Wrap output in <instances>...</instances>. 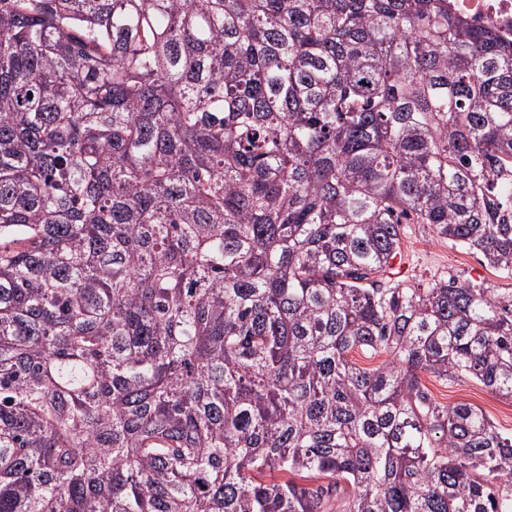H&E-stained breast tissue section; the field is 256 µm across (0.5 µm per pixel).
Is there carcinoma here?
<instances>
[{
    "label": "carcinoma",
    "instance_id": "carcinoma-1",
    "mask_svg": "<svg viewBox=\"0 0 512 512\" xmlns=\"http://www.w3.org/2000/svg\"><path fill=\"white\" fill-rule=\"evenodd\" d=\"M512 41L448 0H0V512H512ZM383 358L365 368L351 359ZM405 228L399 253L391 260V269L386 273L392 280L417 284L428 283L434 277L454 275L482 281L502 291L512 290V277L488 267L480 253L436 239L426 224H407ZM424 383L434 399L442 404L468 402L482 407L503 432H512V403L496 397L477 380L462 378L448 384L425 377Z\"/></svg>",
    "mask_w": 512,
    "mask_h": 512
}]
</instances>
